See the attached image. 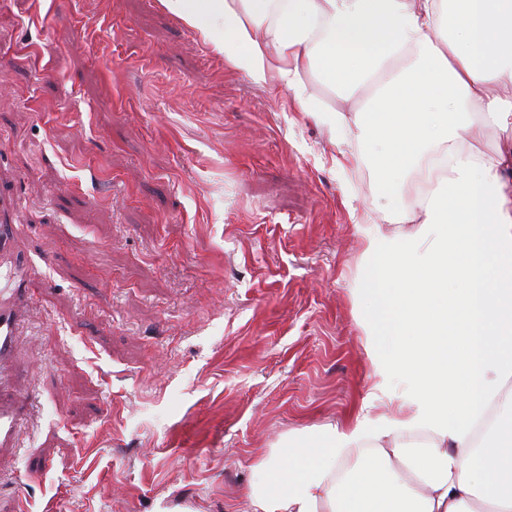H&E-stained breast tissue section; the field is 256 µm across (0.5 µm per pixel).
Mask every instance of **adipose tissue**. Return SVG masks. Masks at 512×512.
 Here are the masks:
<instances>
[{"instance_id":"adipose-tissue-1","label":"adipose tissue","mask_w":512,"mask_h":512,"mask_svg":"<svg viewBox=\"0 0 512 512\" xmlns=\"http://www.w3.org/2000/svg\"><path fill=\"white\" fill-rule=\"evenodd\" d=\"M348 143L391 198L358 295L373 390L257 460L251 512H512V0H162ZM358 97L321 107L304 77Z\"/></svg>"}]
</instances>
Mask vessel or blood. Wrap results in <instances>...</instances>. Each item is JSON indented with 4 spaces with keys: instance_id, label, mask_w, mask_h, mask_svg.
Returning <instances> with one entry per match:
<instances>
[{
    "instance_id": "vessel-or-blood-1",
    "label": "vessel or blood",
    "mask_w": 512,
    "mask_h": 512,
    "mask_svg": "<svg viewBox=\"0 0 512 512\" xmlns=\"http://www.w3.org/2000/svg\"><path fill=\"white\" fill-rule=\"evenodd\" d=\"M23 271L0 264V453L17 451L30 392H19L13 384L14 353L22 317Z\"/></svg>"
}]
</instances>
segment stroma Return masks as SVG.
I'll list each match as a JSON object with an SVG mask.
<instances>
[{
	"label": "stroma",
	"instance_id": "1",
	"mask_svg": "<svg viewBox=\"0 0 512 512\" xmlns=\"http://www.w3.org/2000/svg\"><path fill=\"white\" fill-rule=\"evenodd\" d=\"M342 148L160 0H0L33 393L0 512H250L259 455L390 412L354 293L365 236L410 227Z\"/></svg>",
	"mask_w": 512,
	"mask_h": 512
}]
</instances>
